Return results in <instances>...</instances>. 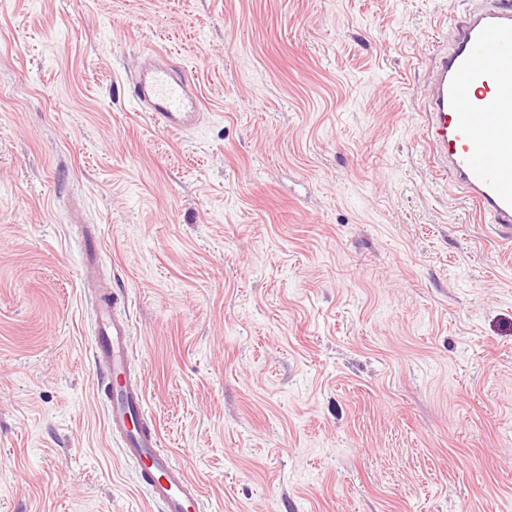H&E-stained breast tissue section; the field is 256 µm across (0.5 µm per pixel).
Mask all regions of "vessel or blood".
Masks as SVG:
<instances>
[{
    "mask_svg": "<svg viewBox=\"0 0 512 512\" xmlns=\"http://www.w3.org/2000/svg\"><path fill=\"white\" fill-rule=\"evenodd\" d=\"M128 95L166 132L188 130L201 99L184 67L151 51L127 80ZM423 142L431 166L450 176L504 239H512V0H471L449 26L429 71ZM91 355L107 378L106 427L138 469L152 504L201 512V494L184 465L162 451L145 417L144 391L131 377L130 324L111 287L95 293Z\"/></svg>",
    "mask_w": 512,
    "mask_h": 512,
    "instance_id": "1",
    "label": "vessel or blood"
}]
</instances>
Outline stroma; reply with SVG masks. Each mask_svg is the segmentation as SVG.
<instances>
[{
    "label": "stroma",
    "instance_id": "35a3bbf8",
    "mask_svg": "<svg viewBox=\"0 0 512 512\" xmlns=\"http://www.w3.org/2000/svg\"><path fill=\"white\" fill-rule=\"evenodd\" d=\"M466 0H0V512H156L82 227L203 512H512V246L420 139ZM203 119L124 92L148 48Z\"/></svg>",
    "mask_w": 512,
    "mask_h": 512
}]
</instances>
